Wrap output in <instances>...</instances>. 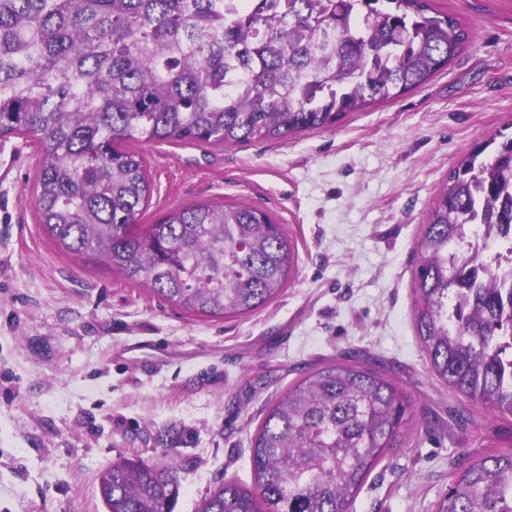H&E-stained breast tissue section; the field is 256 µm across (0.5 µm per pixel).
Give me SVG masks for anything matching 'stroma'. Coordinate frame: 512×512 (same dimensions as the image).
<instances>
[{"label": "stroma", "instance_id": "stroma-1", "mask_svg": "<svg viewBox=\"0 0 512 512\" xmlns=\"http://www.w3.org/2000/svg\"><path fill=\"white\" fill-rule=\"evenodd\" d=\"M473 31L426 84L336 126L232 145L138 143L152 183L139 224L246 203L281 224L297 272L259 311L197 316L43 230L41 147L0 139V512H104L120 456L178 467L175 512L251 486L252 440L301 364L354 347L409 394L414 424L350 512H435L460 467L512 445V415L432 372L413 322L417 237L458 160L512 135V0H432Z\"/></svg>", "mask_w": 512, "mask_h": 512}]
</instances>
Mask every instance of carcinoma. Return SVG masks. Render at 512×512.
I'll list each match as a JSON object with an SVG mask.
<instances>
[{
  "mask_svg": "<svg viewBox=\"0 0 512 512\" xmlns=\"http://www.w3.org/2000/svg\"><path fill=\"white\" fill-rule=\"evenodd\" d=\"M472 31L430 0H0V137L42 145L40 224L163 300L211 318L254 313L296 272L288 237L247 204L194 205L138 226L151 184L131 141L286 139L422 86ZM512 226V137L465 154L417 241L413 321L434 374L512 414V269L463 253L464 229ZM414 418L403 387L346 352L309 365L254 437L253 487L200 512H346ZM105 512H174L168 461L119 457ZM436 512H512V448L454 478Z\"/></svg>",
  "mask_w": 512,
  "mask_h": 512,
  "instance_id": "carcinoma-1",
  "label": "carcinoma"
}]
</instances>
